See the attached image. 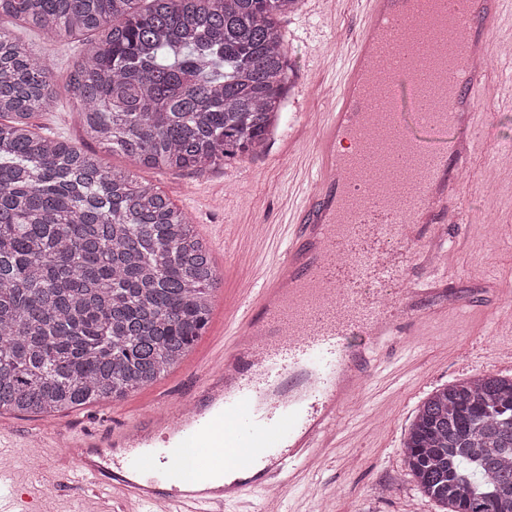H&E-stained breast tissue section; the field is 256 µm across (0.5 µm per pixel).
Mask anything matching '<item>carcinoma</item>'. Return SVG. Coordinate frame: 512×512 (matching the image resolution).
<instances>
[{"label":"carcinoma","instance_id":"cac0c4a2","mask_svg":"<svg viewBox=\"0 0 512 512\" xmlns=\"http://www.w3.org/2000/svg\"><path fill=\"white\" fill-rule=\"evenodd\" d=\"M299 0H0V411L120 399L177 365L220 279L185 211L107 164L203 171L262 149L293 85ZM99 33L67 89L101 151L38 131L51 72L9 31ZM442 512H512V377L436 389L401 448Z\"/></svg>","mask_w":512,"mask_h":512}]
</instances>
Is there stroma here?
<instances>
[{"label": "stroma", "instance_id": "obj_1", "mask_svg": "<svg viewBox=\"0 0 512 512\" xmlns=\"http://www.w3.org/2000/svg\"><path fill=\"white\" fill-rule=\"evenodd\" d=\"M357 22L350 0H342L333 10L300 0L297 11L280 17L279 29L295 63V86L278 128L256 153L203 173L160 172L122 155L109 157L110 165L155 185L188 214L211 250L222 285L206 330L178 367L124 399L57 414V426L75 433L108 429L149 411L158 396L181 399L195 370L230 347L226 329L252 266L267 248L283 247L288 206L314 172L309 156L289 154V139L326 111ZM12 31L29 49L49 51L53 58L56 97L49 111L34 117V124L56 137L82 142L81 116L66 80L71 63L86 53L89 37L71 38L48 49L29 29L16 25ZM480 114L490 119L493 136L480 144L473 159L475 181L467 193L469 239L448 279L462 286L470 276L492 274L502 287L512 289V238L497 234L498 225H512V177L488 186L480 182L485 166L512 155V107L486 104ZM497 345L512 346V336L499 335L492 315L466 314L434 325L426 340L401 355L378 350V373L368 400L343 412L346 431L337 447L324 450L321 464L299 471L280 512H439L438 504L421 493L406 471L401 454L405 431L415 409L435 389L475 374L512 376V363L489 354Z\"/></svg>", "mask_w": 512, "mask_h": 512}]
</instances>
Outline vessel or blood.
Here are the masks:
<instances>
[{
	"mask_svg": "<svg viewBox=\"0 0 512 512\" xmlns=\"http://www.w3.org/2000/svg\"><path fill=\"white\" fill-rule=\"evenodd\" d=\"M359 22L327 112L311 134L299 137L315 179L292 209L287 244L257 268L239 304L231 347L197 372L183 404L164 400L151 413L122 425L82 434L46 428L38 434L0 429V460L38 445L81 455L79 472L94 495H120L122 504L152 512H224L252 490L283 486L282 472L316 465L336 445V423L369 391L376 348L425 334L428 326L468 310L474 297L507 314L506 291L493 281L476 288L449 285L434 255H456L452 225L465 222L471 164L484 131L480 103L502 86L491 76L492 35L512 0H465L457 21L482 54L477 73L454 84L452 118L430 102L410 76L409 51L390 64L392 91L377 118L393 137L362 185L341 172V135L357 129L355 89L379 30L396 29L405 0H359ZM398 170L419 196L404 204L387 173ZM377 221L379 247L346 248L359 224ZM415 247L417 272L409 289L406 267L381 260L382 250ZM194 448L183 458L184 448ZM237 479L216 486L225 467ZM39 482L28 492L0 464V512H42Z\"/></svg>",
	"mask_w": 512,
	"mask_h": 512,
	"instance_id": "vessel-or-blood-1",
	"label": "vessel or blood"
}]
</instances>
